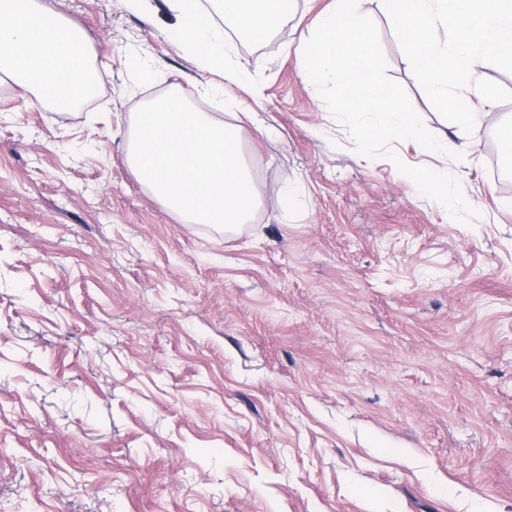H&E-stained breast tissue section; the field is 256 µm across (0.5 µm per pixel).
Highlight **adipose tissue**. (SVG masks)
Returning <instances> with one entry per match:
<instances>
[{"mask_svg":"<svg viewBox=\"0 0 512 512\" xmlns=\"http://www.w3.org/2000/svg\"><path fill=\"white\" fill-rule=\"evenodd\" d=\"M288 0H173L178 21L169 41L204 71L247 88L252 64L230 60V30L267 37L288 20ZM0 72L25 92H36L57 109L69 108L92 80L89 52L62 13L39 0H0Z\"/></svg>","mask_w":512,"mask_h":512,"instance_id":"adipose-tissue-1","label":"adipose tissue"}]
</instances>
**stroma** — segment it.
I'll use <instances>...</instances> for the list:
<instances>
[{
  "mask_svg": "<svg viewBox=\"0 0 512 512\" xmlns=\"http://www.w3.org/2000/svg\"><path fill=\"white\" fill-rule=\"evenodd\" d=\"M101 77L65 112L0 77V512H512V102L447 166L463 224L359 154L296 58L333 0L235 39L214 91L168 0H41ZM389 76L447 122L363 0ZM181 88L240 128L262 199L185 224L126 162L137 108ZM292 194L288 209L277 200Z\"/></svg>",
  "mask_w": 512,
  "mask_h": 512,
  "instance_id": "35a3bbf8",
  "label": "stroma"
}]
</instances>
